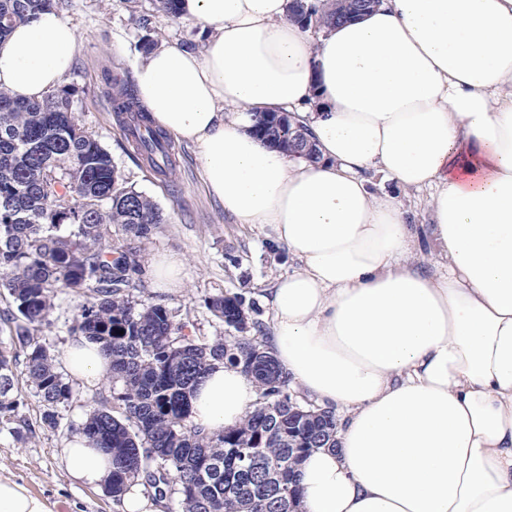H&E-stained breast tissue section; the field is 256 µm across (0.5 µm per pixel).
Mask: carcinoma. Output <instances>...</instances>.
Here are the masks:
<instances>
[{
  "label": "carcinoma",
  "instance_id": "cac0c4a2",
  "mask_svg": "<svg viewBox=\"0 0 512 512\" xmlns=\"http://www.w3.org/2000/svg\"><path fill=\"white\" fill-rule=\"evenodd\" d=\"M343 0H324L308 11L289 0L288 16L308 28L333 27ZM61 0H0V43L18 23L55 11ZM75 89L64 85L41 101L0 90V288L17 303L22 321L12 340L24 352L25 373L44 407L43 422L57 424L55 408L71 390L48 346L34 331L46 320L62 288L86 298L70 333L100 345L111 359L114 399L123 418L102 404L82 424L96 448L112 452L107 494L119 502L139 483L159 500L176 494L182 512H289L288 474L298 471L320 433L336 434V413L297 403L319 414L299 431L288 424V376L257 336L202 340L186 333L164 305L138 309L130 297L140 267L136 252L114 243L112 225L146 237L162 223L157 205L127 185L111 153L78 123ZM116 117L137 137L148 164L165 175L171 166L167 134L152 128L127 84L113 88ZM264 142L287 150L299 144L318 159L302 129L262 116ZM208 309L229 327L245 312L239 295H220ZM124 334H119V331ZM229 363L255 383L260 401L236 428L208 434L186 425L193 387L211 366ZM12 360L0 353V413L14 410Z\"/></svg>",
  "mask_w": 512,
  "mask_h": 512
}]
</instances>
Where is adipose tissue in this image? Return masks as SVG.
<instances>
[{"label": "adipose tissue", "mask_w": 512, "mask_h": 512, "mask_svg": "<svg viewBox=\"0 0 512 512\" xmlns=\"http://www.w3.org/2000/svg\"><path fill=\"white\" fill-rule=\"evenodd\" d=\"M288 0H181L202 48L167 44L133 71L154 127L194 144L207 189L295 260L266 299L269 344L308 396L340 408L336 449L307 455L301 512H512V0H382L312 39ZM79 49L57 12L0 43V88L57 89ZM290 113L315 161L252 129ZM428 190L442 263L411 262L403 202L366 172ZM63 363L97 383L84 337ZM229 364L199 380L189 421L217 433L255 408ZM71 477L95 487L112 455L75 435Z\"/></svg>", "instance_id": "ef3b65f1"}]
</instances>
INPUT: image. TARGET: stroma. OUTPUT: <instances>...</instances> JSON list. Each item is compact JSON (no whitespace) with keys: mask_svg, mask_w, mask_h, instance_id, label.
Wrapping results in <instances>:
<instances>
[{"mask_svg":"<svg viewBox=\"0 0 512 512\" xmlns=\"http://www.w3.org/2000/svg\"><path fill=\"white\" fill-rule=\"evenodd\" d=\"M61 15L81 38L71 71L64 82L76 90L75 115L112 155L121 173L137 191L159 207L163 221L148 237L136 238L113 229L112 237L140 257L131 294L141 307L162 304L178 321L189 323L194 335L210 339L231 335L207 307L218 295L242 296L249 325L269 329L264 303L275 280L294 268L284 247L271 242L264 228L237 223L207 190L197 148L171 139L174 167L158 177L142 161L112 110L113 80L131 81L133 67L145 55V36L159 42L194 43L196 28L180 17L156 10L153 0H64ZM177 253L185 261L184 286L173 292L153 288L146 272L160 254ZM84 299L57 292L40 335L55 358H62ZM12 417H0V477L25 486L44 499L52 512H121L104 488L76 483L61 450L94 408L98 397H112L111 380L90 387L69 380L71 396L57 408L56 426L42 422L44 408L28 381L22 362L13 366Z\"/></svg>","mask_w":512,"mask_h":512,"instance_id":"35a3bbf8","label":"stroma"}]
</instances>
